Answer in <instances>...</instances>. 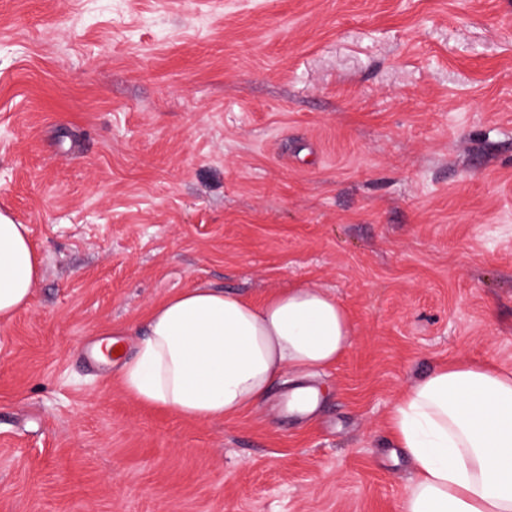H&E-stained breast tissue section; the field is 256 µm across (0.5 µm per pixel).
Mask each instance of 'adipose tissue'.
I'll return each instance as SVG.
<instances>
[{"mask_svg":"<svg viewBox=\"0 0 512 512\" xmlns=\"http://www.w3.org/2000/svg\"><path fill=\"white\" fill-rule=\"evenodd\" d=\"M40 268L28 226L0 213V321L29 304ZM351 341L346 311L320 288L258 303L188 288L150 309L136 352L119 360V383L141 405L229 421L286 372L335 364ZM388 427L414 469L403 512H512V370L438 366L399 396Z\"/></svg>","mask_w":512,"mask_h":512,"instance_id":"ef3b65f1","label":"adipose tissue"}]
</instances>
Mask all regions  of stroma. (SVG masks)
<instances>
[{
	"mask_svg": "<svg viewBox=\"0 0 512 512\" xmlns=\"http://www.w3.org/2000/svg\"><path fill=\"white\" fill-rule=\"evenodd\" d=\"M1 206L42 265L0 321V512H402L398 396L512 369V0H0ZM301 285L349 350L232 421L87 353L185 288Z\"/></svg>",
	"mask_w": 512,
	"mask_h": 512,
	"instance_id": "35a3bbf8",
	"label": "stroma"
}]
</instances>
